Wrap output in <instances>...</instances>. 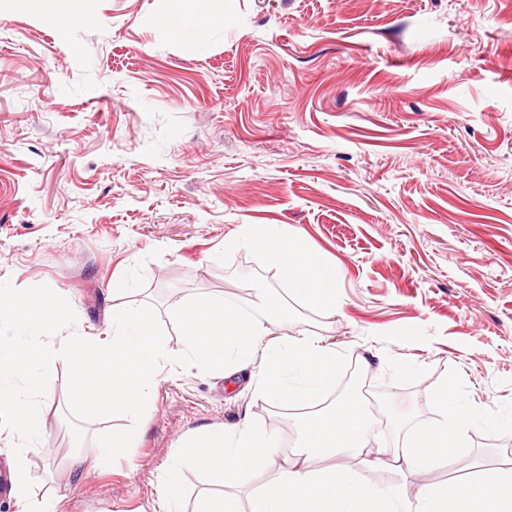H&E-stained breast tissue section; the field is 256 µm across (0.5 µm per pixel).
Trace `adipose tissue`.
<instances>
[{
	"mask_svg": "<svg viewBox=\"0 0 512 512\" xmlns=\"http://www.w3.org/2000/svg\"><path fill=\"white\" fill-rule=\"evenodd\" d=\"M241 242L253 249L261 264L278 267L290 290L303 300L335 309L336 277L321 253L267 229L247 230ZM434 401L444 410L442 420L411 433L402 447L384 448L374 455L367 450L372 421L363 399L354 392L305 418L301 427L305 455L299 465L282 462L279 438L252 421L233 431L194 433L175 453L200 470L220 474L228 486L241 484L255 472L274 470V477L258 491L251 512H512V470L435 484L412 503L395 487L368 484L356 471L332 465V458L348 452L367 468L391 460L417 473L449 466L463 451L467 423L464 416L449 410L447 390L436 392Z\"/></svg>",
	"mask_w": 512,
	"mask_h": 512,
	"instance_id": "1",
	"label": "adipose tissue"
}]
</instances>
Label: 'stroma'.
Here are the masks:
<instances>
[{
    "label": "stroma",
    "instance_id": "35a3bbf8",
    "mask_svg": "<svg viewBox=\"0 0 512 512\" xmlns=\"http://www.w3.org/2000/svg\"><path fill=\"white\" fill-rule=\"evenodd\" d=\"M178 0H0V281L48 285L105 337L114 311L172 316L195 296L249 303L246 274L286 294L237 244L275 224L336 272L335 312L286 294L292 332L352 366L382 419L368 449L402 444L448 388L471 416L463 456L433 473L361 471L416 501L472 463L512 465V0H215L221 20L178 38L149 25ZM191 368L162 369L135 447L112 464L84 422L71 444L57 362L36 498L57 512H181L221 478L173 462L186 435L247 420L299 450L303 410ZM78 457L69 476L68 456Z\"/></svg>",
    "mask_w": 512,
    "mask_h": 512
}]
</instances>
